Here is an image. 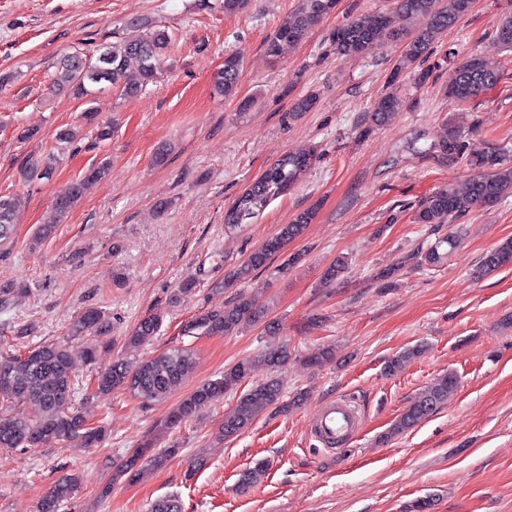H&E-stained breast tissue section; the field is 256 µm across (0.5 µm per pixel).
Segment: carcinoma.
<instances>
[{
	"instance_id": "obj_1",
	"label": "carcinoma",
	"mask_w": 512,
	"mask_h": 512,
	"mask_svg": "<svg viewBox=\"0 0 512 512\" xmlns=\"http://www.w3.org/2000/svg\"><path fill=\"white\" fill-rule=\"evenodd\" d=\"M338 0H299L298 7L288 21L278 27L265 44L268 57L276 60L283 46L300 41L321 19L336 10ZM474 0H396L395 10L408 20L422 18L425 27L405 41L398 64L391 75L395 86L404 72L414 73L418 83H425L430 70L422 68L433 44L458 20L468 15ZM401 32L393 26V16L388 13L350 16L337 25L330 34L336 54L345 59L360 57L382 44V39L400 38ZM494 38L500 46L512 51V16L504 18L495 30ZM172 44L171 36L143 19H133L126 25L121 40L99 45L91 54L76 51L66 56L52 79L58 92H66L76 98L86 97L91 88L98 91L116 90L124 98L137 96L162 74L163 57ZM138 62V73L127 74L130 60ZM242 66L237 51L224 56V65L213 76V89L220 97L234 93ZM502 71L493 61L469 55L452 71L448 79V95L456 102L465 104L485 89L497 84ZM402 99L396 90L381 97L368 115L366 130L384 125L391 114L398 110ZM76 133L71 128H61L55 134L57 152L29 156L20 166L19 175L25 182L49 180L59 160V153L74 143ZM432 153L441 160H464L474 174L461 187L440 188L421 198L416 205L413 221L417 224H452L468 214L478 202L492 204L512 195V165L494 151L475 150L470 142L452 125L445 137L432 146ZM316 159L313 152L288 153L266 169L224 212V228L234 230L249 224L267 206L268 202L287 192ZM104 160L89 166L80 176L70 181L53 197L49 219L37 228L33 243L50 238L56 226L63 223L82 199L85 186L108 174ZM23 202L19 195H0V254L9 253L14 243V228L18 223ZM317 215L316 207H309L295 215L279 231L252 252L248 259L224 275L219 288H230L247 279L256 271L266 270L277 256L283 261L275 267V274L284 275L302 259V254H285V249L300 238L308 224ZM457 234L448 232L426 248L403 256L376 273V279L392 284L400 271L408 264L436 267L455 249ZM512 263V238L499 243L482 259V271L493 273ZM348 272V260L341 256L323 272L321 283L330 286L344 278ZM29 293L25 284L9 282L0 284V303H7L17 296ZM264 326L275 336L279 324L268 320L267 309L254 298L239 294L235 301L221 309L201 312L185 325V332L198 331L207 336H228L248 326ZM161 318L149 315L141 319L125 337L128 355L112 361L94 377V393L110 394L122 390L131 396L150 402L169 394L193 372L196 361L188 348H175L145 359L135 358V352L156 335ZM93 331L104 337L112 334V317L97 308L88 307L74 321L70 336ZM422 346H416L393 357L387 364L389 372H396L404 363L418 358ZM286 347L270 349L256 358H243L224 369V374L214 380L196 385L178 403L168 425L173 427L193 419L197 411L207 403H215L224 392L250 377L257 364L268 367L272 375L251 385L242 392L233 410L225 416L222 436L226 439L247 429L266 411L288 412L291 403L285 399L283 388L273 373L288 363ZM336 353L329 345L314 349L306 356L312 366L334 362ZM458 385L457 376L448 372L418 393L387 433L392 437L411 429L432 415L448 401ZM75 381L73 363L68 342L48 341L38 344L19 355H0V448H44L46 446L75 443L81 448L98 446L105 437L101 426L91 427L83 413L74 406ZM32 404L37 413L32 418L15 415L16 406ZM146 448L134 449L121 465L118 476L132 480L140 474L141 459ZM81 484L80 477L67 474L57 479L39 505V512H59ZM150 512H182L178 497L169 495L156 499Z\"/></svg>"
}]
</instances>
